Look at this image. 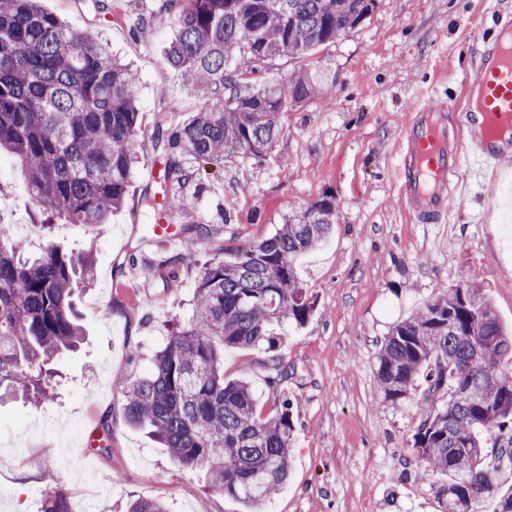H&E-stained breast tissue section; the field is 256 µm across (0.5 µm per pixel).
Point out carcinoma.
<instances>
[{
  "instance_id": "1",
  "label": "carcinoma",
  "mask_w": 512,
  "mask_h": 512,
  "mask_svg": "<svg viewBox=\"0 0 512 512\" xmlns=\"http://www.w3.org/2000/svg\"><path fill=\"white\" fill-rule=\"evenodd\" d=\"M378 0H162L177 26L167 59L201 105L185 124L146 139L140 132L138 75L92 29L75 32L35 0H0V152L21 161L32 199L63 224L107 223L123 207L133 168L150 152L164 185L194 176L184 161L222 162L272 149L281 116L321 100L330 84L307 60L315 48L357 28ZM300 65L285 81L266 74L282 59ZM336 223L325 195L264 240L202 264L193 311L176 324L144 375L121 389L130 424L144 429L176 464L205 471L210 485L251 512H266L289 477L292 402L258 411L252 387L224 380L226 348L274 352L281 330L301 325L316 301L297 269ZM85 252L47 241L41 253L0 225V400L54 394L53 359L81 343L75 312L80 283L93 282ZM512 329L475 282L448 286L396 323L378 355L377 379L397 401L421 390L412 435L416 458L448 475V512H512ZM492 432L496 464L486 462ZM128 512H167L159 498Z\"/></svg>"
}]
</instances>
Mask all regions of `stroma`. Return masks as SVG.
Returning a JSON list of instances; mask_svg holds the SVG:
<instances>
[{
  "mask_svg": "<svg viewBox=\"0 0 512 512\" xmlns=\"http://www.w3.org/2000/svg\"><path fill=\"white\" fill-rule=\"evenodd\" d=\"M108 4L38 0L70 29L98 30L137 71L144 136L184 124L199 100L167 61L171 16L142 27L157 0ZM505 11L512 0H379L360 27L316 50L313 64L336 82L324 101L283 116L264 158L197 164L199 188L170 190V224L188 237L198 223L208 229L193 249L151 240L140 201L156 189L152 156L141 157L109 224H57L46 234L20 163L1 154L0 224L33 252L49 240L92 250L96 278L76 290L85 338L55 364V399L0 403V512H41L56 495L69 512H126L130 501L155 497L170 512H245L127 423L118 384L146 373L172 325L191 316L197 266L267 238L325 194L336 200V223L298 266L313 313L287 327L276 353L224 352L225 379L249 382L263 412L280 393L294 402L291 473L269 512H447L438 493L445 475L411 448L418 398H385L377 356L397 322L464 280L485 288L512 324V166L486 179L461 176L447 222L415 224L400 203V137L415 110L462 99L475 50ZM273 357L288 370L275 388L264 368ZM104 420L107 448L91 450L85 439Z\"/></svg>",
  "mask_w": 512,
  "mask_h": 512,
  "instance_id": "stroma-1",
  "label": "stroma"
}]
</instances>
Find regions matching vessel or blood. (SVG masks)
Instances as JSON below:
<instances>
[{"label":"vessel or blood","mask_w":512,"mask_h":512,"mask_svg":"<svg viewBox=\"0 0 512 512\" xmlns=\"http://www.w3.org/2000/svg\"><path fill=\"white\" fill-rule=\"evenodd\" d=\"M477 49L479 64L463 101L424 108L402 134L401 202L417 224L443 223L457 199L462 169L476 174L512 162V14ZM470 142L460 148L458 128Z\"/></svg>","instance_id":"b4317fda"}]
</instances>
